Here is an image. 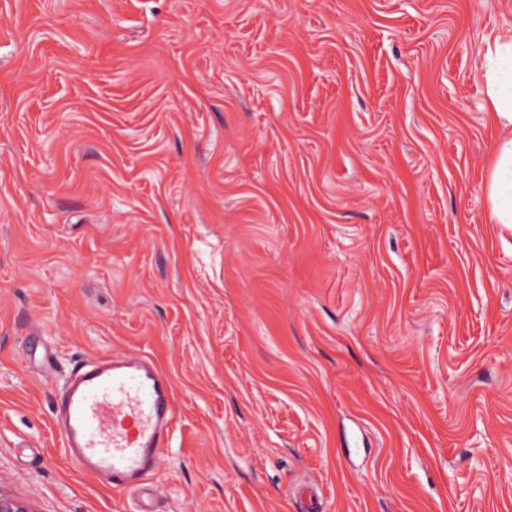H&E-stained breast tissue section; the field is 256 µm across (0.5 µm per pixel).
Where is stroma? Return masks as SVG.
<instances>
[{"label": "stroma", "mask_w": 512, "mask_h": 512, "mask_svg": "<svg viewBox=\"0 0 512 512\" xmlns=\"http://www.w3.org/2000/svg\"><path fill=\"white\" fill-rule=\"evenodd\" d=\"M512 0H0V485L138 512L65 453L85 360L172 379L156 512H512ZM481 70L487 111L502 131L490 158L488 219L512 228V34L487 42Z\"/></svg>", "instance_id": "1"}]
</instances>
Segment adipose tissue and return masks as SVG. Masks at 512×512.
<instances>
[{
	"instance_id": "1",
	"label": "adipose tissue",
	"mask_w": 512,
	"mask_h": 512,
	"mask_svg": "<svg viewBox=\"0 0 512 512\" xmlns=\"http://www.w3.org/2000/svg\"><path fill=\"white\" fill-rule=\"evenodd\" d=\"M481 70L486 108L502 131L490 158L488 219L512 228V34L487 42Z\"/></svg>"
}]
</instances>
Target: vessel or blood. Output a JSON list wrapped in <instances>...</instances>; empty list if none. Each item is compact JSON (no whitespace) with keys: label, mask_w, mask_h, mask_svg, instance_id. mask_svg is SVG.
Listing matches in <instances>:
<instances>
[{"label":"vessel or blood","mask_w":512,"mask_h":512,"mask_svg":"<svg viewBox=\"0 0 512 512\" xmlns=\"http://www.w3.org/2000/svg\"><path fill=\"white\" fill-rule=\"evenodd\" d=\"M170 377L136 353L81 363L62 382L55 419L66 453L118 490L145 488L174 418Z\"/></svg>","instance_id":"vessel-or-blood-1"}]
</instances>
